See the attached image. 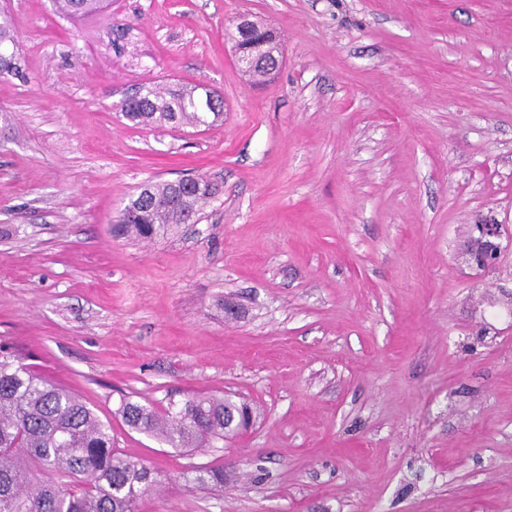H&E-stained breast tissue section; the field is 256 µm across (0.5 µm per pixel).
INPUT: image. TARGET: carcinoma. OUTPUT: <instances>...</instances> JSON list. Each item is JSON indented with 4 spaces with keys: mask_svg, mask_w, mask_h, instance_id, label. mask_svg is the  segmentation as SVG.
Segmentation results:
<instances>
[{
    "mask_svg": "<svg viewBox=\"0 0 512 512\" xmlns=\"http://www.w3.org/2000/svg\"><path fill=\"white\" fill-rule=\"evenodd\" d=\"M58 13L80 22L106 8L102 0H55ZM259 20L230 38L237 62L247 76L260 79L275 45L264 39ZM15 41L13 26L0 13V76H23L5 47ZM120 109L131 122L145 127L209 126L223 118L224 99L201 104L200 87L165 94L147 86L126 97ZM200 186L175 190L168 181L149 182L130 196L113 232L152 240L178 224L190 222L218 188L203 178ZM248 405L229 396L188 395L159 412L132 400L121 404L125 424L157 439L182 455L211 448L235 436ZM201 483L224 489V468L192 466ZM155 471L112 448L110 426L65 387L38 374L26 357L0 343V512H140V504L156 488Z\"/></svg>",
    "mask_w": 512,
    "mask_h": 512,
    "instance_id": "1",
    "label": "carcinoma"
}]
</instances>
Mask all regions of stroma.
Returning <instances> with one entry per match:
<instances>
[{
  "mask_svg": "<svg viewBox=\"0 0 512 512\" xmlns=\"http://www.w3.org/2000/svg\"><path fill=\"white\" fill-rule=\"evenodd\" d=\"M1 10L23 75L0 76V342L159 470L141 512H512V0ZM242 14L283 44L262 83L225 38ZM143 85L216 89L224 117L132 125ZM184 176L219 188L197 223L113 235ZM221 392L256 423L204 452L118 413ZM103 0H55L58 13L72 22H80L106 8ZM480 246L475 252L477 263H487V256H498L501 253V244L499 240L504 235V225L501 224H481L479 225Z\"/></svg>",
  "mask_w": 512,
  "mask_h": 512,
  "instance_id": "35a3bbf8",
  "label": "stroma"
}]
</instances>
